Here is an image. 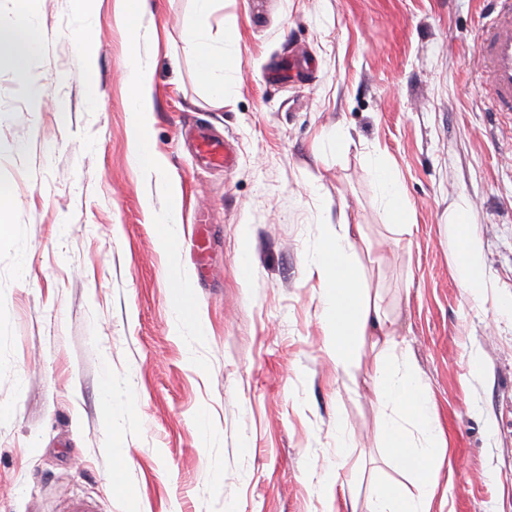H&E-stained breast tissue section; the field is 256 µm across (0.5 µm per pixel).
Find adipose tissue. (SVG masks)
Here are the masks:
<instances>
[{"mask_svg":"<svg viewBox=\"0 0 512 512\" xmlns=\"http://www.w3.org/2000/svg\"><path fill=\"white\" fill-rule=\"evenodd\" d=\"M195 3L185 25L193 36L191 51L197 78L220 101L224 98L225 72L229 67L225 48L235 44V30L225 27L223 46H215L205 29L215 0H195ZM2 46L9 48L13 68L22 74L29 57L37 52L39 42L32 26L22 23L0 30ZM126 83L132 103L128 131L130 157L146 171L160 172L159 159L151 148L153 97L149 67L141 56H134ZM370 168L388 226L396 233L409 232L403 191L387 157L377 155ZM448 226L455 242L458 280L474 298H482L489 282L464 212H457ZM364 240L362 225L349 223L347 218L322 225L318 245L305 263L304 276L318 287L323 346L337 369L353 376L361 363L362 348L371 346L374 393L381 404L391 409L382 418L383 446L390 459L409 472L418 484L419 493L415 496L387 482L375 484L368 498V512H431L436 487L429 478V468L442 453L443 431L429 409L427 391L416 365L396 353L394 322L386 314L381 296L372 293L366 285L357 254Z\"/></svg>","mask_w":512,"mask_h":512,"instance_id":"ef3b65f1","label":"adipose tissue"}]
</instances>
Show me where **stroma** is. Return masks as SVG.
I'll return each instance as SVG.
<instances>
[{
    "label": "stroma",
    "instance_id": "1",
    "mask_svg": "<svg viewBox=\"0 0 512 512\" xmlns=\"http://www.w3.org/2000/svg\"><path fill=\"white\" fill-rule=\"evenodd\" d=\"M149 0L132 45L114 0H0L30 20L27 74L0 66V512H322L338 480L366 512L373 484L410 478L380 444L384 407L322 346L304 262L346 212L388 242L360 252L443 430L444 512H512V116L477 88L485 0H217L236 26L223 102L196 77L183 19ZM97 46L86 68L72 37ZM148 61L162 174L128 157L132 49ZM350 133L337 149V127ZM235 160L218 168L198 133ZM390 159L412 231L391 241L368 166ZM178 195L188 279L179 307L160 227ZM466 204L490 287L454 270L448 215ZM250 225L251 276L237 274ZM196 315L208 327L198 336ZM112 421L104 423V408Z\"/></svg>",
    "mask_w": 512,
    "mask_h": 512
}]
</instances>
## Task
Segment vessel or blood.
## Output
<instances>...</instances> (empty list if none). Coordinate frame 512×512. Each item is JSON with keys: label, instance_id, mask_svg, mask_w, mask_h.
Returning a JSON list of instances; mask_svg holds the SVG:
<instances>
[{"label": "vessel or blood", "instance_id": "vessel-or-blood-1", "mask_svg": "<svg viewBox=\"0 0 512 512\" xmlns=\"http://www.w3.org/2000/svg\"><path fill=\"white\" fill-rule=\"evenodd\" d=\"M478 38V69L493 111L512 112V0H489Z\"/></svg>", "mask_w": 512, "mask_h": 512}]
</instances>
